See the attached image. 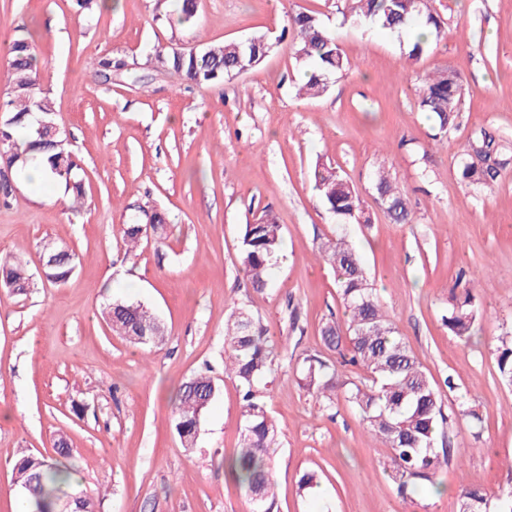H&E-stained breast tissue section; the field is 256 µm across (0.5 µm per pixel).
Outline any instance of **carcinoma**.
I'll return each instance as SVG.
<instances>
[{
    "mask_svg": "<svg viewBox=\"0 0 512 512\" xmlns=\"http://www.w3.org/2000/svg\"><path fill=\"white\" fill-rule=\"evenodd\" d=\"M347 12L359 22H368L392 33L412 26L427 29L435 38L443 34L444 21L428 5V0H346ZM295 32V57L310 60L314 69L307 74L299 93L318 97L328 88L331 76L348 70L351 63L339 42L329 34L316 13L298 12L289 16ZM271 44L263 35H254L243 46L239 41L208 44L196 53L182 49L158 47L146 57L143 65L181 75L203 87L236 74L244 65L259 66ZM11 89L0 101V140L3 154L0 162L5 170L22 174L31 159L44 165L48 178L65 185L78 200L84 186L77 178L78 164L71 150L55 145L58 138L37 134L38 120H53L54 106L42 88L35 70L36 57L24 38L16 39L10 48ZM125 63L110 54L96 61L97 71L104 77ZM464 98L461 73L444 68L427 75L419 90V108L434 116L439 130L457 126ZM29 136L27 149L19 152L17 135ZM503 146L486 130L464 145L458 171L469 183H487L499 176L503 162L499 160ZM481 155V167L469 162ZM377 201L396 224L410 221L406 195L393 183L388 172L374 174ZM315 188L325 207L345 220H359L361 199L353 184L336 168L322 166L315 171ZM156 223L124 225L123 237L132 246L151 232L157 244L164 245L165 218L155 214ZM282 245V228L272 222L248 224L242 241L241 263L257 290L267 285L269 269ZM321 257L335 271L338 295L347 317L346 328L328 322L322 339L328 350L336 352V362L319 354H307L301 360L299 385L327 401L330 409L338 396H343L370 434L390 450V467L397 493L410 497L423 485H434V476L442 466H452L462 456L455 446L453 427L458 417H469L479 423L475 409L461 402L457 409H444L441 387L452 392L456 384L447 376L439 385L415 357L385 311L377 290L369 282L362 259L352 243L344 237L330 239L320 249ZM80 262L72 249L55 256L54 264L45 269L50 281L65 280ZM33 286V275L27 263L17 256L0 258V287L24 294ZM113 332L130 343L154 349L166 340L159 318L148 307L133 302L115 301L103 311ZM484 317L475 302L472 289L464 290L448 310V331L460 340H469L477 321ZM278 354L267 337V329L253 315L237 309L224 320V375L236 379L241 388L240 449L229 460L233 479L246 489L253 512H274L272 448L278 429L269 416L259 383L273 371ZM495 359L500 380L512 385V332L497 337ZM355 370L357 378L343 377L340 370ZM218 385L209 371L194 374L178 389L175 399V430L183 447L195 446L201 420L215 402ZM448 431L447 447L437 448V435ZM72 448L61 437L54 454L27 456L19 459L14 470L16 483L22 490L18 512H95V503L81 490L80 483L61 478L62 470H70L67 459ZM459 512H488V499L478 489H461Z\"/></svg>",
    "mask_w": 512,
    "mask_h": 512,
    "instance_id": "obj_1",
    "label": "carcinoma"
}]
</instances>
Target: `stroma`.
<instances>
[{
	"label": "stroma",
	"instance_id": "35a3bbf8",
	"mask_svg": "<svg viewBox=\"0 0 512 512\" xmlns=\"http://www.w3.org/2000/svg\"><path fill=\"white\" fill-rule=\"evenodd\" d=\"M121 0L93 19L73 0H0V99L10 83L7 46L28 39L85 184L81 203L59 183L11 178L0 204V253L35 274L27 294L0 289V512H17L14 465L49 455L59 437L74 450L96 512H250L225 463L239 447L240 387L224 374V317L259 318L280 352L264 400L279 426L275 512H459L460 486L488 495L512 487V386L497 375V336L512 327V0H436L442 37L407 62V34L345 17L344 0ZM317 12L351 62L319 98L298 95L289 15ZM265 35L261 65L206 90L150 68L103 82L95 59H140L152 47L190 48ZM454 67L466 87L457 128L436 134L421 112L426 73ZM495 132L508 164L488 187L463 182L456 156L481 130ZM340 168L362 200V222L329 212L314 189L317 163ZM389 171L413 212L390 223L372 177ZM166 216L167 239L128 254L122 227ZM283 227L281 255L264 290L240 264L246 225ZM344 231L400 336L436 381L482 417L460 418L461 467L436 487L398 495L376 442L344 399L323 409L298 386L299 358L325 353L321 329L344 322L336 280L320 245ZM81 257L63 282L40 275L46 243ZM475 289L485 312L470 341L444 324L452 288ZM150 307L167 341L150 351L115 335L112 301ZM210 364L220 394L196 445L174 429L179 385ZM317 471L316 493L297 480Z\"/></svg>",
	"mask_w": 512,
	"mask_h": 512
}]
</instances>
